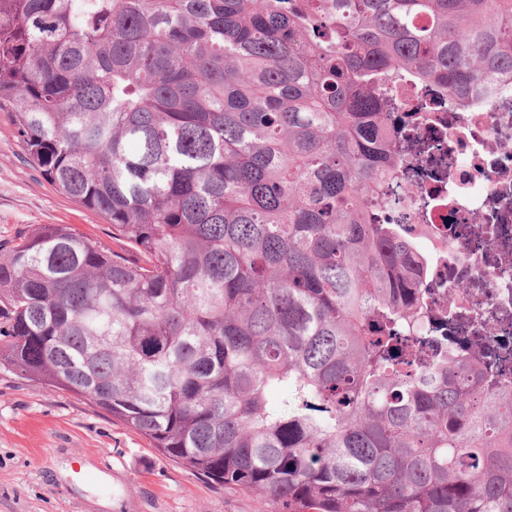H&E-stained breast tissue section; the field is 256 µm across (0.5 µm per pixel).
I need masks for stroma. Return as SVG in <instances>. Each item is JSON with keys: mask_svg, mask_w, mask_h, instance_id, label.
Here are the masks:
<instances>
[{"mask_svg": "<svg viewBox=\"0 0 512 512\" xmlns=\"http://www.w3.org/2000/svg\"><path fill=\"white\" fill-rule=\"evenodd\" d=\"M37 224H69L103 247L124 243L98 213L28 165L0 112V249ZM256 497L208 483L160 456L88 400L0 365V512H264Z\"/></svg>", "mask_w": 512, "mask_h": 512, "instance_id": "1", "label": "stroma"}]
</instances>
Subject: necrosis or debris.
<instances>
[{
  "instance_id": "necrosis-or-debris-1",
  "label": "necrosis or debris",
  "mask_w": 512,
  "mask_h": 512,
  "mask_svg": "<svg viewBox=\"0 0 512 512\" xmlns=\"http://www.w3.org/2000/svg\"><path fill=\"white\" fill-rule=\"evenodd\" d=\"M399 169L379 177L384 223L401 224L428 259L427 304L447 311L464 346H490L512 368V83L463 102L428 84L387 83Z\"/></svg>"
}]
</instances>
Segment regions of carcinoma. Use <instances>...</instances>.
<instances>
[{"instance_id":"carcinoma-1","label":"carcinoma","mask_w":512,"mask_h":512,"mask_svg":"<svg viewBox=\"0 0 512 512\" xmlns=\"http://www.w3.org/2000/svg\"><path fill=\"white\" fill-rule=\"evenodd\" d=\"M402 75L512 82V0H0V110L126 245L10 247L0 364L272 512H512V381L402 334L427 260L373 223Z\"/></svg>"}]
</instances>
